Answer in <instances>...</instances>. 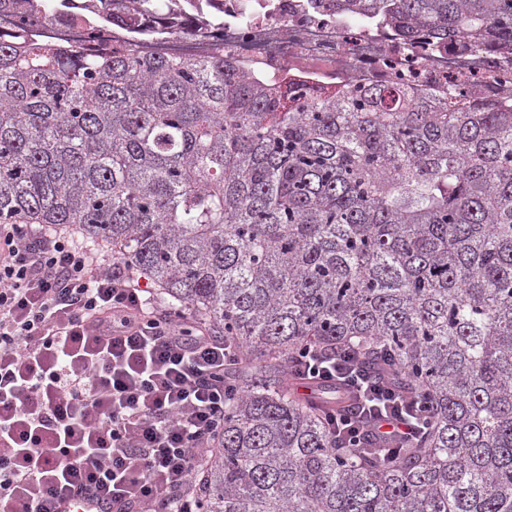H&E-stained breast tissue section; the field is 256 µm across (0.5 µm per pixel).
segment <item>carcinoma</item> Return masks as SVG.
<instances>
[{"label": "carcinoma", "mask_w": 512, "mask_h": 512, "mask_svg": "<svg viewBox=\"0 0 512 512\" xmlns=\"http://www.w3.org/2000/svg\"><path fill=\"white\" fill-rule=\"evenodd\" d=\"M0 0V223L112 247L231 342L242 390L199 512H512V110L404 86L288 92L224 60L60 48L42 23L192 32L222 0ZM398 34L512 43V0H336ZM359 346L430 419L337 440L288 390L300 350Z\"/></svg>", "instance_id": "obj_1"}]
</instances>
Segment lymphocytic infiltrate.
Wrapping results in <instances>:
<instances>
[{"label":"lymphocytic infiltrate","mask_w":512,"mask_h":512,"mask_svg":"<svg viewBox=\"0 0 512 512\" xmlns=\"http://www.w3.org/2000/svg\"><path fill=\"white\" fill-rule=\"evenodd\" d=\"M129 261L35 224H0V512H57L74 487L116 512H189L193 477L224 428L238 356L206 331L187 335ZM299 377L349 390L360 412L329 415L338 438L396 443L419 409L386 378L307 349Z\"/></svg>","instance_id":"lymphocytic-infiltrate-1"}]
</instances>
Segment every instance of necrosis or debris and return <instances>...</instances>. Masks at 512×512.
<instances>
[{"label": "necrosis or debris", "mask_w": 512, "mask_h": 512, "mask_svg": "<svg viewBox=\"0 0 512 512\" xmlns=\"http://www.w3.org/2000/svg\"><path fill=\"white\" fill-rule=\"evenodd\" d=\"M57 46H106L141 57L225 59L245 74L261 73L308 87L398 81L420 94L512 108V49L491 53L473 39L448 45L397 36L389 25L337 11L335 0H224V23L198 14L190 34L136 35L122 25L89 31L65 21L37 26Z\"/></svg>", "instance_id": "necrosis-or-debris-1"}]
</instances>
